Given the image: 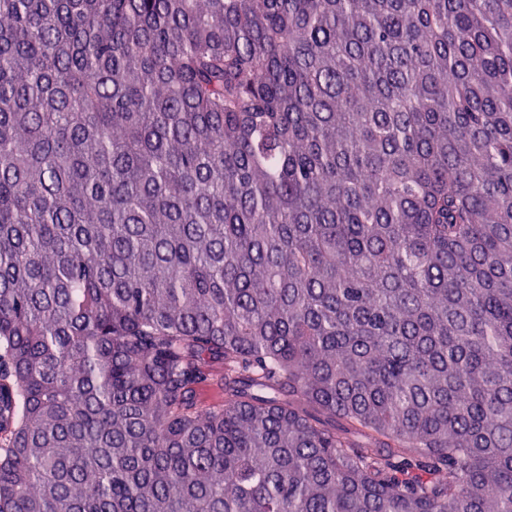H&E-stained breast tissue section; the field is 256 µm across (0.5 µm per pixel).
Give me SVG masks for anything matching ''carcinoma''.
<instances>
[{
  "instance_id": "obj_1",
  "label": "carcinoma",
  "mask_w": 512,
  "mask_h": 512,
  "mask_svg": "<svg viewBox=\"0 0 512 512\" xmlns=\"http://www.w3.org/2000/svg\"><path fill=\"white\" fill-rule=\"evenodd\" d=\"M0 512H512V0H0Z\"/></svg>"
}]
</instances>
